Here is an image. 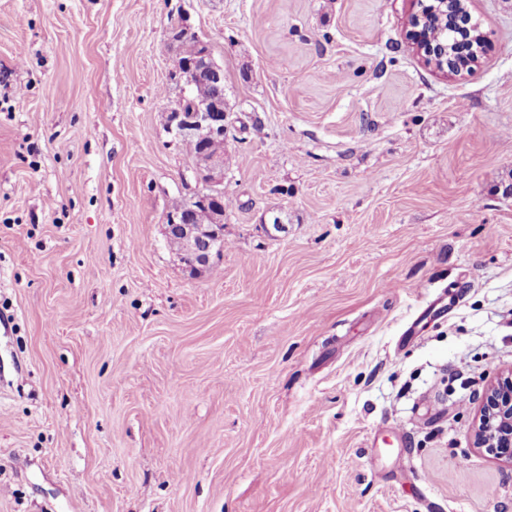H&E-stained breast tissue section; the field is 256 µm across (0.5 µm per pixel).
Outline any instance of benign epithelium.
<instances>
[{
  "label": "benign epithelium",
  "instance_id": "obj_1",
  "mask_svg": "<svg viewBox=\"0 0 512 512\" xmlns=\"http://www.w3.org/2000/svg\"><path fill=\"white\" fill-rule=\"evenodd\" d=\"M448 5V0H432L421 4L411 17L421 51L439 68L455 72L457 68L448 55V31L437 29L420 36L431 14ZM208 74L218 95L200 101L191 109L180 106L167 116L169 132L180 140H194L198 151L193 158V172L203 184V191L193 194L189 212L168 215L166 231L178 237L181 260L189 268H209L224 254V138L228 130V113L224 112V66L220 65L206 45L192 57L175 65L170 73L181 90L190 94L196 80ZM474 444L484 448L498 460L512 466V371L501 375L487 388L474 431Z\"/></svg>",
  "mask_w": 512,
  "mask_h": 512
}]
</instances>
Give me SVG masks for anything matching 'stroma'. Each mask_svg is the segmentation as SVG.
<instances>
[{
    "label": "stroma",
    "instance_id": "35a3bbf8",
    "mask_svg": "<svg viewBox=\"0 0 512 512\" xmlns=\"http://www.w3.org/2000/svg\"><path fill=\"white\" fill-rule=\"evenodd\" d=\"M419 8L0 0V512H512L472 443L512 369V0H470L459 74ZM184 16L224 67L214 273L164 231L202 188ZM421 2V10L414 13L411 17L413 27L419 28L415 30V32L417 33L421 51H423L427 59H430V62L437 67L441 69L446 67L452 72H457L458 69L455 66L453 57L448 55V45L453 40V34L448 28H438L433 34H428L427 37H422L420 34L422 30H424V25L427 23L428 17L437 12L441 6L447 7L448 0L429 1L432 2L430 4H424L423 1ZM438 62H440V64H438Z\"/></svg>",
    "mask_w": 512,
    "mask_h": 512
}]
</instances>
